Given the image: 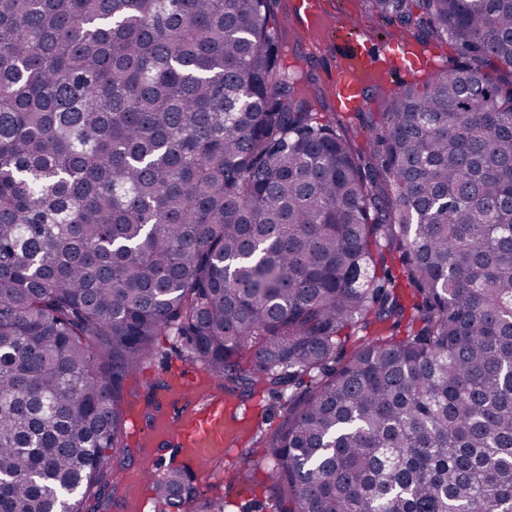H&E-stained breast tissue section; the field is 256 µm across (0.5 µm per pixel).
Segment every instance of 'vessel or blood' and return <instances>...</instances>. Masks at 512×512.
<instances>
[{"label":"vessel or blood","instance_id":"b4317fda","mask_svg":"<svg viewBox=\"0 0 512 512\" xmlns=\"http://www.w3.org/2000/svg\"><path fill=\"white\" fill-rule=\"evenodd\" d=\"M294 14L307 25L320 23L326 12L325 0H292ZM336 35V63L332 90L340 111H358L364 103L366 81L383 73L420 74L435 67L432 56L409 45L390 40L375 44L364 38L346 15L337 17L333 26ZM180 447L198 455L224 445V398L207 396L188 417L173 420Z\"/></svg>","mask_w":512,"mask_h":512}]
</instances>
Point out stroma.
Listing matches in <instances>:
<instances>
[{"label":"stroma","instance_id":"35a3bbf8","mask_svg":"<svg viewBox=\"0 0 512 512\" xmlns=\"http://www.w3.org/2000/svg\"><path fill=\"white\" fill-rule=\"evenodd\" d=\"M272 10L281 29L282 44L298 58L301 69L308 73L314 87L325 89L330 84L336 50L333 38L308 37L302 25H289L286 14L289 0H275ZM390 89L389 84L373 85L367 92L361 111L339 115L342 127L349 129L359 148H366L370 138V124L380 123L382 102ZM192 370L200 375V390L218 387V380L205 373L201 364L193 362L182 342L173 336L160 337L156 350L146 362L143 371L128 379L125 410L127 415L138 416L147 434L154 440V448L141 447L137 437H129L138 452L116 472L115 490L111 493L105 512H138L140 498H152L150 484L140 481L144 466H152L156 473L168 467L186 468L191 483L196 487V500L188 503L184 512H206L209 502L228 498L226 512H272L275 499L269 488L263 444L259 434L274 432L280 422L281 409L274 395L263 391L248 398L228 395L224 398L229 447L211 456L208 465L186 454L170 442L157 423V411L149 407V385L158 378L170 379L176 370ZM251 449L250 462H243L242 449ZM237 475L235 481L225 478L226 472Z\"/></svg>","mask_w":512,"mask_h":512}]
</instances>
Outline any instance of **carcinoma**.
I'll list each match as a JSON object with an SVG mask.
<instances>
[{"instance_id":"carcinoma-1","label":"carcinoma","mask_w":512,"mask_h":512,"mask_svg":"<svg viewBox=\"0 0 512 512\" xmlns=\"http://www.w3.org/2000/svg\"><path fill=\"white\" fill-rule=\"evenodd\" d=\"M369 3L459 61L366 156L271 0H0V512H102L159 336L283 401L277 512H512V0ZM387 265L388 270H390V276L396 286L394 293L399 296L400 301L406 308L405 318L400 323H395L394 320H391L384 323L372 322L367 326L358 325L354 327L349 331V336L343 340V354L345 357H349L351 352L361 344L378 338L391 337L401 339L408 333V316L413 312V305L420 302V298L416 295L414 287L407 280L404 265L398 253H394L393 257L388 258Z\"/></svg>"}]
</instances>
